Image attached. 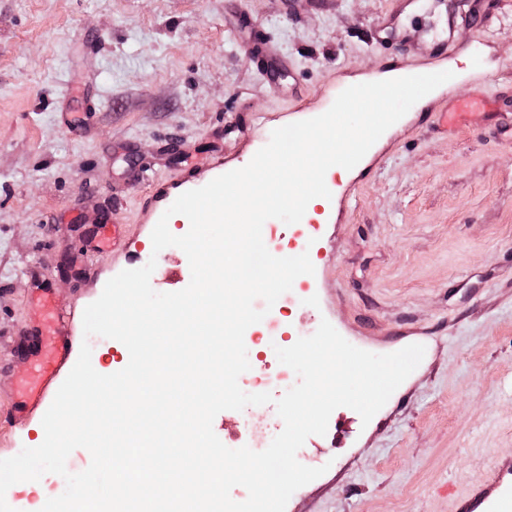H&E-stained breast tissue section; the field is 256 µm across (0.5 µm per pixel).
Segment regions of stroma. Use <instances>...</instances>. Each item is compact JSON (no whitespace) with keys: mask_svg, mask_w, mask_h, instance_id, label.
I'll use <instances>...</instances> for the list:
<instances>
[{"mask_svg":"<svg viewBox=\"0 0 512 512\" xmlns=\"http://www.w3.org/2000/svg\"><path fill=\"white\" fill-rule=\"evenodd\" d=\"M244 22L287 71L261 72ZM403 32L417 53L397 64ZM448 38L457 50L429 55ZM397 65L453 77L333 175L332 212L283 225L271 251L315 268L297 337L325 319L357 348L425 354L369 423L340 407L307 438L298 461L325 472L285 512H458L512 465V134L489 112L435 118L452 98L512 96V0H0V413L35 369L15 339L37 285L66 306L76 349L86 306L145 255L155 291L184 289L186 254L152 250L164 191L246 166L274 129ZM116 221L122 247H98ZM43 416L0 420V459L39 445ZM277 418L272 403L225 410L213 430L265 448Z\"/></svg>","mask_w":512,"mask_h":512,"instance_id":"obj_1","label":"stroma"}]
</instances>
